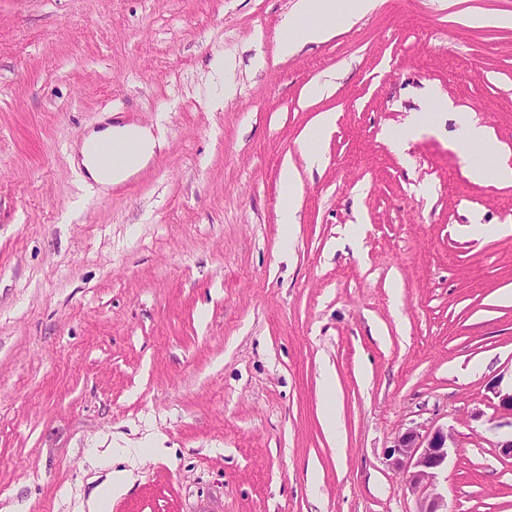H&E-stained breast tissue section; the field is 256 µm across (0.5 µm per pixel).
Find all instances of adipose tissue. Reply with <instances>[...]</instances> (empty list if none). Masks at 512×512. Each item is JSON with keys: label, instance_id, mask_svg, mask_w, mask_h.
<instances>
[{"label": "adipose tissue", "instance_id": "adipose-tissue-1", "mask_svg": "<svg viewBox=\"0 0 512 512\" xmlns=\"http://www.w3.org/2000/svg\"><path fill=\"white\" fill-rule=\"evenodd\" d=\"M376 4L377 0H295L293 15L284 16L278 26L277 50L285 57L302 45L325 42L334 37L337 30L353 26L357 20L371 13ZM459 124V141L463 147H478L492 152L496 158L494 173H486L482 167L475 166L471 169L472 177L483 181L491 176L496 182L511 183L512 151L505 149L497 141L493 130L479 121L464 115ZM109 142L134 143L137 147L135 157L109 170L101 168L94 158V152ZM159 144L152 129L147 127L109 124L103 129L91 131L78 147L86 182L102 190L110 189L142 167Z\"/></svg>", "mask_w": 512, "mask_h": 512}]
</instances>
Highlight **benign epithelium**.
Returning a JSON list of instances; mask_svg holds the SVG:
<instances>
[{
	"mask_svg": "<svg viewBox=\"0 0 512 512\" xmlns=\"http://www.w3.org/2000/svg\"><path fill=\"white\" fill-rule=\"evenodd\" d=\"M453 445V433L444 427L425 435L408 427L387 448L392 465L406 475L411 491L416 494V512H447L439 476L448 464L449 448Z\"/></svg>",
	"mask_w": 512,
	"mask_h": 512,
	"instance_id": "7a95c632",
	"label": "benign epithelium"
}]
</instances>
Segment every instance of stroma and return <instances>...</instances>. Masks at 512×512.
<instances>
[{"label":"stroma","instance_id":"1","mask_svg":"<svg viewBox=\"0 0 512 512\" xmlns=\"http://www.w3.org/2000/svg\"><path fill=\"white\" fill-rule=\"evenodd\" d=\"M294 2L0 0V512H85L127 461L112 512H415L409 426L454 433L448 512H512V184L456 118L512 150V27L468 20L512 0H378L283 57ZM107 115L162 146L102 192L72 156ZM336 120L335 113L326 112L321 114L315 124L308 131L306 138L300 145V151L306 155L310 163H318L320 154L317 150V143L327 137ZM459 124L460 144L467 149L478 147L492 152L496 158L494 180L499 183L511 184L512 165L510 159L512 152L497 141L493 130L466 115H461ZM298 180L294 166L291 163L285 164L281 171L280 182L284 195L288 197V205L283 207L281 223L286 224L289 230L294 224L295 206L292 201L298 191Z\"/></svg>","mask_w":512,"mask_h":512}]
</instances>
